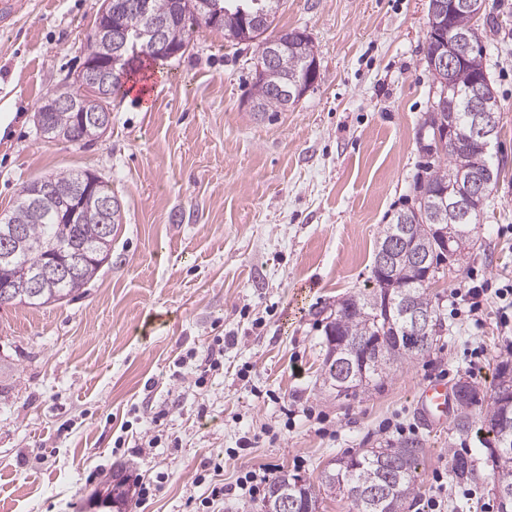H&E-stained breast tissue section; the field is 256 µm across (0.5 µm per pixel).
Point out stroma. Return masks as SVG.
I'll return each mask as SVG.
<instances>
[{"mask_svg": "<svg viewBox=\"0 0 512 512\" xmlns=\"http://www.w3.org/2000/svg\"><path fill=\"white\" fill-rule=\"evenodd\" d=\"M101 5L22 0L0 24V213L34 179L89 170L122 216L82 295L0 306V512H112L99 492L116 470L154 488L126 512H197L211 485L246 471L312 480L331 458L398 444L381 430L395 419L426 450L410 512H425L452 448L477 474L447 512H483L496 500L493 436L473 429L461 448L422 422L415 399L442 370L490 391L508 341L494 290L512 280V0H487L501 176L466 263L430 285L446 329L356 398L322 385V312L368 287L385 224L413 198L433 92L429 0H283L278 28L309 33L321 73L288 111L253 118L256 44L204 28L183 56L134 75L102 139L48 141L35 114L73 82ZM472 276L491 287L479 331L450 313ZM216 336L235 343L223 368L202 372Z\"/></svg>", "mask_w": 512, "mask_h": 512, "instance_id": "35a3bbf8", "label": "stroma"}]
</instances>
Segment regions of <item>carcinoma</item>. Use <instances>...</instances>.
Listing matches in <instances>:
<instances>
[{"mask_svg":"<svg viewBox=\"0 0 512 512\" xmlns=\"http://www.w3.org/2000/svg\"><path fill=\"white\" fill-rule=\"evenodd\" d=\"M150 5L156 19L167 21L166 37L172 46H180L193 34L194 28L207 25V17L217 13L224 17L220 29L224 30L226 37L241 42L247 39L261 46L268 39L267 32L274 25L281 0H150ZM241 9L258 17L254 27L248 29L246 39L242 37V31L237 29L236 16ZM453 22L459 29L470 32L475 48L469 60L458 68L456 77L459 91L456 98L458 131L464 134L470 107L466 94L467 82L483 64L481 50L485 45L482 31L490 26L491 21L487 20L476 27L468 13L459 12L453 16ZM84 50L85 64H95L109 55V44L103 36L93 31L86 37ZM306 64L305 57L298 51L282 53L269 76L253 82L250 92L253 110L284 112L295 104L297 99L287 98L280 87L302 77ZM74 84L77 85L75 90L58 88L49 94L39 106L38 113L48 115L53 128L69 142L77 144L84 141L77 123V113L94 111L98 105L91 99L86 82L76 79ZM486 167L499 170L492 156L477 151L447 149L435 153L425 166L424 176L417 179L418 194L414 204L397 212L393 222L385 225L376 251H381L394 238L404 218L411 226V241L415 249L436 258L439 265L446 261L448 266L453 267L465 261L468 256L465 249L454 247L450 255L442 249L441 237L434 226L450 224L452 220L448 213L438 211L436 194L448 187L456 171L463 168L478 171ZM50 179L62 190H70L87 182L94 187L96 196H112L107 182L94 172H61L50 176ZM37 183L35 179L22 188L9 223L0 224V242L11 234V225L20 226L23 230L25 244L19 246L12 258L11 269L16 272L39 270L51 260L63 258L74 245L87 246L89 259L78 284L46 288L35 302L20 297L14 301L18 306L35 308L61 304L79 296L82 288L108 263L112 252V238H103L101 225L53 223L42 208L29 203L30 193L35 191ZM437 273L439 269L436 268L430 276H425L405 254L395 261L391 277L381 280L373 276L370 287L337 302L336 308L326 317L324 328L323 382L340 389L346 397L355 396L360 391L382 386L394 366L429 353L445 330L437 314L435 300L429 293V284ZM408 307L433 315L434 329L430 330L431 343L426 349L416 347L413 337L405 333L406 321L402 313ZM364 338L377 342L378 356L365 364L353 362L352 376L346 382L341 381L337 373V363L341 359V355L336 353L338 343L342 340L353 343ZM454 396L456 414L450 431L459 436L469 434L475 425L472 408L484 403L483 424L488 432L494 435L496 441H504L512 446V369L508 365L499 366L490 396H485L479 386L467 378L458 381ZM424 453L425 449L414 441H403L390 448H363L352 455L330 459L314 482L283 473L271 482L268 495L283 488L301 501L305 512H319L326 497L347 499L349 512H405L417 485V469ZM487 464L491 467L493 482L512 490V456L500 458L492 452ZM473 472L468 458L459 454L452 456L448 475L453 481L466 483L472 478ZM130 496L131 486L124 477L107 485L103 501H110L119 508L128 502Z\"/></svg>","mask_w":512,"mask_h":512,"instance_id":"carcinoma-1","label":"carcinoma"}]
</instances>
